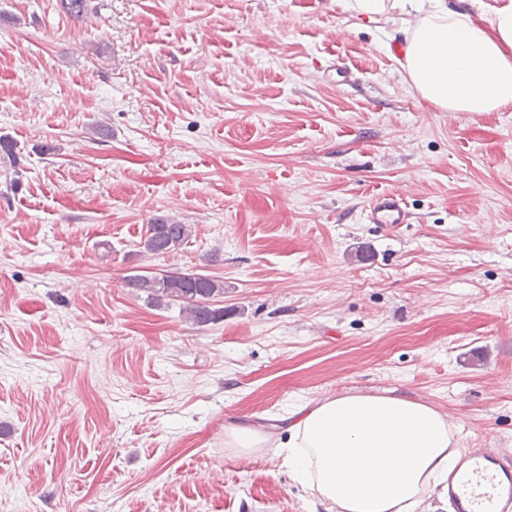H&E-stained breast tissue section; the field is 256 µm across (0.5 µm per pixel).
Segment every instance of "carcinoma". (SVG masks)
Masks as SVG:
<instances>
[{
	"label": "carcinoma",
	"mask_w": 512,
	"mask_h": 512,
	"mask_svg": "<svg viewBox=\"0 0 512 512\" xmlns=\"http://www.w3.org/2000/svg\"><path fill=\"white\" fill-rule=\"evenodd\" d=\"M193 227L167 218H156L147 228L145 252L163 255L174 252L192 237ZM129 284L146 294L148 301L182 303L186 319L196 326H206L224 319V308L213 306L215 298L224 295V283L193 273H171L162 276L136 275Z\"/></svg>",
	"instance_id": "obj_1"
}]
</instances>
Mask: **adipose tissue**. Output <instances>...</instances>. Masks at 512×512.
<instances>
[{
	"instance_id": "obj_1",
	"label": "adipose tissue",
	"mask_w": 512,
	"mask_h": 512,
	"mask_svg": "<svg viewBox=\"0 0 512 512\" xmlns=\"http://www.w3.org/2000/svg\"><path fill=\"white\" fill-rule=\"evenodd\" d=\"M337 2L404 32V68L424 100L451 112L512 107V0ZM279 421L286 442L251 421L227 424L226 445L283 457L293 479L336 512H417L460 455L440 410L387 394L339 395Z\"/></svg>"
}]
</instances>
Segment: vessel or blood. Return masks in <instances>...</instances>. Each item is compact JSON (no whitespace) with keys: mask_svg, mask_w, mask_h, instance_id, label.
<instances>
[{"mask_svg":"<svg viewBox=\"0 0 512 512\" xmlns=\"http://www.w3.org/2000/svg\"><path fill=\"white\" fill-rule=\"evenodd\" d=\"M368 219L374 224H406L411 220L401 195L371 198ZM451 512H512V456L496 448L469 451L448 476Z\"/></svg>","mask_w":512,"mask_h":512,"instance_id":"1","label":"vessel or blood"}]
</instances>
